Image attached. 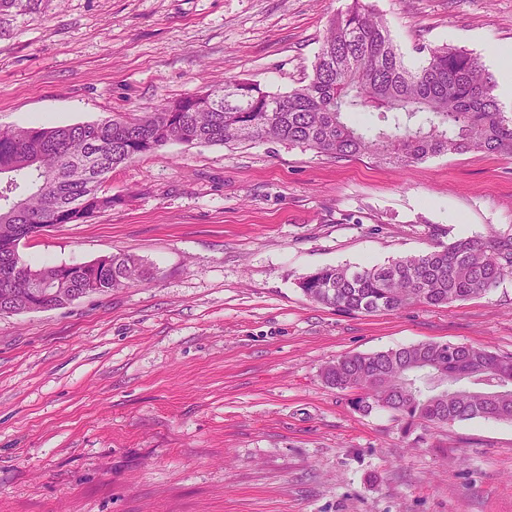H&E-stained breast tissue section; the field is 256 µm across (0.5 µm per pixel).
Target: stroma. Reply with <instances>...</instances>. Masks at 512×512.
<instances>
[{
  "label": "stroma",
  "instance_id": "35a3bbf8",
  "mask_svg": "<svg viewBox=\"0 0 512 512\" xmlns=\"http://www.w3.org/2000/svg\"><path fill=\"white\" fill-rule=\"evenodd\" d=\"M351 0H38L0 23V127L94 122L231 78L284 93ZM421 45L512 50V0H369ZM119 201L21 248L34 265L125 252L146 286L0 316V512H512V423L404 435L327 386L350 353L422 342L512 354V279L447 308L345 313L325 266L512 234V156L401 167L272 141L173 142L113 171Z\"/></svg>",
  "mask_w": 512,
  "mask_h": 512
}]
</instances>
